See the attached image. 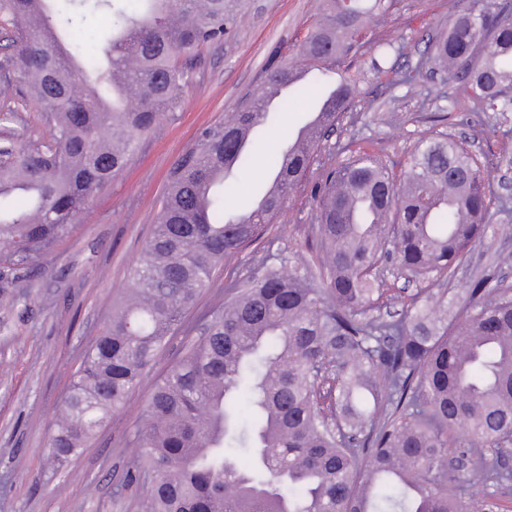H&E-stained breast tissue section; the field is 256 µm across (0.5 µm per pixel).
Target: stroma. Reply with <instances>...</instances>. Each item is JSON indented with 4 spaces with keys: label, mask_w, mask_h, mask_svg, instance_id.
Listing matches in <instances>:
<instances>
[{
    "label": "stroma",
    "mask_w": 512,
    "mask_h": 512,
    "mask_svg": "<svg viewBox=\"0 0 512 512\" xmlns=\"http://www.w3.org/2000/svg\"><path fill=\"white\" fill-rule=\"evenodd\" d=\"M233 23L223 43L205 47L188 65L172 108L143 137L125 172L96 193L72 233L52 253L0 292V512H146V491L129 474L137 454L130 445L143 420L155 378L182 355L174 337L150 377L132 393L92 444L67 467L55 468L49 438L81 352L97 336L123 294L131 266L151 235L170 172L200 131L238 111L265 85L276 66L295 61L301 41L321 19L322 0H230ZM455 0H392L361 32L344 59L343 74L368 70L374 49L396 43V69L420 62L427 41L444 29ZM312 99L295 101L260 133L246 171L228 203L246 207L258 193L273 144L289 140L308 120ZM454 135L486 170L498 201L491 223L512 227V112H485L453 102L439 79L411 88L365 80L340 124L322 141L307 175L275 219L263 254L311 258L317 223L314 190L340 162V146H368L391 164L404 161L418 139ZM512 286V230L473 245L447 282L449 298L482 275Z\"/></svg>",
    "instance_id": "obj_1"
}]
</instances>
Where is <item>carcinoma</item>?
<instances>
[{
	"instance_id": "cac0c4a2",
	"label": "carcinoma",
	"mask_w": 512,
	"mask_h": 512,
	"mask_svg": "<svg viewBox=\"0 0 512 512\" xmlns=\"http://www.w3.org/2000/svg\"><path fill=\"white\" fill-rule=\"evenodd\" d=\"M0 0L15 25L0 72L44 112L53 146L0 142V291L17 271L52 252L95 195L127 167L159 123L185 75L181 59L224 41L226 0H66L36 22L34 3ZM112 12V41L83 45L82 8ZM388 9V0H331L294 66L274 68L252 104L204 128L169 177L152 236L131 268L59 409L50 438L59 467L86 447L143 381L188 313L224 269V304L199 320L201 334L148 394L134 478L147 512H469L473 486L508 487L512 470L489 448L512 445V288L485 282L442 288L466 251L488 233L493 185L451 135L422 138L400 173L355 150L330 169L318 202L317 260L238 261L281 213L313 154L359 93L343 77L311 144L275 153L277 191L248 213L226 204L231 178L258 145L255 134L293 96L319 90L342 64L346 43ZM179 22H172L173 17ZM371 58L379 79L421 85L438 75L450 96L485 112H512V0H457L448 31L412 70ZM292 83L270 108V88ZM15 197L22 205L4 206ZM428 284L393 296L378 268ZM398 318L377 315L387 298ZM248 417L239 414L241 401ZM252 460L242 466L239 457Z\"/></svg>"
}]
</instances>
